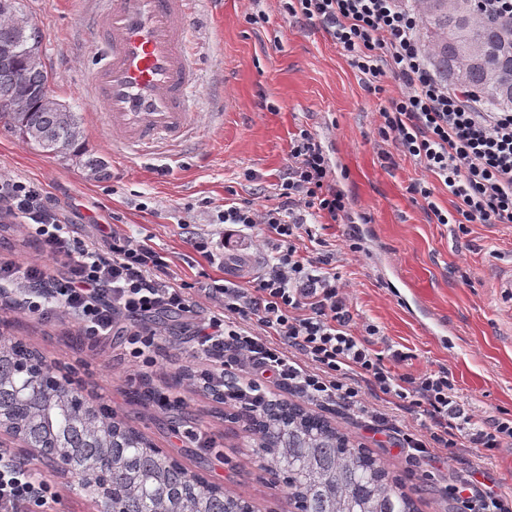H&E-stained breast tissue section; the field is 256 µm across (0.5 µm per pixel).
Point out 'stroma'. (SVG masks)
Returning <instances> with one entry per match:
<instances>
[{
	"instance_id": "stroma-1",
	"label": "stroma",
	"mask_w": 512,
	"mask_h": 512,
	"mask_svg": "<svg viewBox=\"0 0 512 512\" xmlns=\"http://www.w3.org/2000/svg\"><path fill=\"white\" fill-rule=\"evenodd\" d=\"M198 0L190 19L192 60L199 81L190 93L197 117L182 144L155 153L123 152L95 110L89 77L100 60L88 21L96 0H18V11L41 36L54 99L77 112L86 151L101 172L40 151L0 126V175L41 185L56 199L62 223L84 240H100L112 226L150 240L167 256L177 279L190 283L194 313L160 316L163 364L150 382L181 385V406L145 402L127 380L123 331L100 342L85 339L74 319L43 321L15 297L0 300V334L21 341L55 363L94 402L139 428L157 447L226 492L252 499L261 512H292L287 486L256 462L249 422L231 417L186 381L193 362L190 318L214 309L205 277L244 285L262 274L267 250L260 230L232 237L223 267L188 248L187 232L218 233L216 214L229 193L270 205L289 141L300 128L316 133L335 179L360 224L361 252L345 244L346 223L325 225L321 237L336 250L339 271L360 321L412 355L400 373L448 369L470 409L482 417L512 414V297L497 279L512 270V226L428 223L409 191L420 179L413 162L393 154L378 135L376 114L399 87L386 80L368 92L362 75L318 27L296 24L280 0ZM320 414L370 449L398 475L419 512H467L450 488L453 475L482 466L486 483L512 487V451L477 460L457 449L447 462L410 458L392 432H375L352 412L323 406ZM195 430L215 445L199 448Z\"/></svg>"
}]
</instances>
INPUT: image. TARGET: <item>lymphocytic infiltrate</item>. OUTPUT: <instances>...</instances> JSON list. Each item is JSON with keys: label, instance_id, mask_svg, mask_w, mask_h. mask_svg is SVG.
<instances>
[{"label": "lymphocytic infiltrate", "instance_id": "1", "mask_svg": "<svg viewBox=\"0 0 512 512\" xmlns=\"http://www.w3.org/2000/svg\"><path fill=\"white\" fill-rule=\"evenodd\" d=\"M289 16L320 26L365 76L370 90L393 79L399 92L377 116L378 134L419 165L420 196L436 224H512V110L487 109L475 95L448 86L430 67L419 31L421 13L406 0H286ZM447 190L450 207L436 203ZM276 205L228 198L217 214L239 230L261 228L270 253L266 273L241 287L214 279L208 285L215 311L196 323L200 356L189 379L216 401L242 408L245 397L262 402L270 386L299 393L311 403H332L360 413L377 428L389 416L370 396L394 398L422 413L421 429L404 433L416 456L438 459L456 448L478 457L512 447V416L472 414L446 370L418 376L394 373L404 352L383 356L376 326L358 322L336 270L335 253L302 252L301 238L317 240L323 221L349 215L347 195L336 186L330 162L314 133L299 130L288 162L274 185ZM0 206L25 222L40 253L22 263L0 248V288L13 291L26 309L48 320L74 316L88 338L110 336L117 318L136 321L124 341L132 383H144L161 359L162 332L150 319L191 312L185 284L151 244L115 232L86 242L60 223L55 202L37 183L0 178ZM61 263L64 276L52 274ZM455 494L469 512H512V490L488 485L476 472L457 477ZM57 495L21 461L0 456V512H49Z\"/></svg>", "mask_w": 512, "mask_h": 512}]
</instances>
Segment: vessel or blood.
I'll return each instance as SVG.
<instances>
[{
    "instance_id": "b4317fda",
    "label": "vessel or blood",
    "mask_w": 512,
    "mask_h": 512,
    "mask_svg": "<svg viewBox=\"0 0 512 512\" xmlns=\"http://www.w3.org/2000/svg\"><path fill=\"white\" fill-rule=\"evenodd\" d=\"M195 0H101L90 18L105 55L91 73L95 108L123 149L181 143L193 128L188 93L199 79L188 19Z\"/></svg>"
}]
</instances>
